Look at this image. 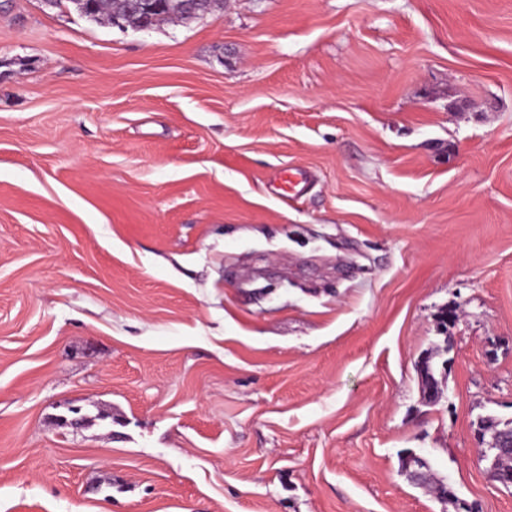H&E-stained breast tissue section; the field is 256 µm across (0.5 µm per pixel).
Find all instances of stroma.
Returning a JSON list of instances; mask_svg holds the SVG:
<instances>
[{
  "mask_svg": "<svg viewBox=\"0 0 512 512\" xmlns=\"http://www.w3.org/2000/svg\"><path fill=\"white\" fill-rule=\"evenodd\" d=\"M488 416L512 0H0V512H512ZM71 4L73 9L80 15L94 20L96 22H107L112 25L114 19L119 18L128 26L140 29L141 26L153 27L161 21L170 22H187L185 13L189 10L188 4H191L195 12L193 19L201 18L207 14L218 10L212 8L210 0H163L164 6L160 10H155L149 14H145L136 7L137 0H82L81 3L86 12L91 13L95 5L98 8L92 16L82 14L74 0H66ZM186 1H193L188 3ZM192 19V20H193ZM404 469L408 480L416 485L431 479L430 466L427 459L420 453L410 450L405 453Z\"/></svg>",
  "mask_w": 512,
  "mask_h": 512,
  "instance_id": "obj_1",
  "label": "stroma"
}]
</instances>
